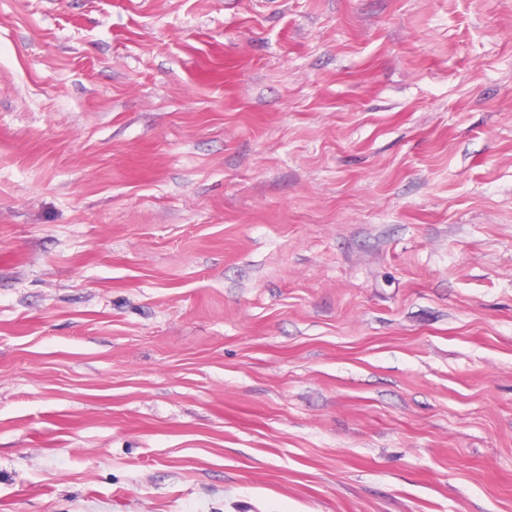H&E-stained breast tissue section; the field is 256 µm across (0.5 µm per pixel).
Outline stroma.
Instances as JSON below:
<instances>
[{"mask_svg":"<svg viewBox=\"0 0 512 512\" xmlns=\"http://www.w3.org/2000/svg\"><path fill=\"white\" fill-rule=\"evenodd\" d=\"M0 512H512V0H0Z\"/></svg>","mask_w":512,"mask_h":512,"instance_id":"1","label":"stroma"}]
</instances>
